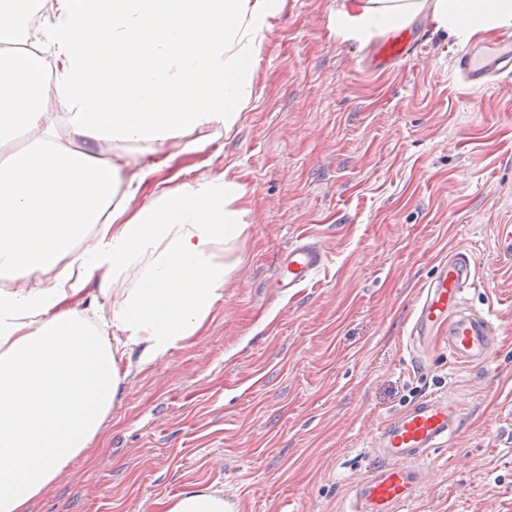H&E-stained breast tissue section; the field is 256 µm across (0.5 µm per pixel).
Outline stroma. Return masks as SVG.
Returning <instances> with one entry per match:
<instances>
[{"mask_svg":"<svg viewBox=\"0 0 512 512\" xmlns=\"http://www.w3.org/2000/svg\"><path fill=\"white\" fill-rule=\"evenodd\" d=\"M362 0H280L249 70L254 96L227 137L175 141L157 180L228 174L247 231L201 335L132 373L92 448L28 512H163L223 489L241 512H341L378 425L425 394L468 404L429 461L412 512H512V77L457 80L459 39L419 17L418 52L369 75L367 45L338 35ZM330 257L316 284L279 296V254L301 233ZM478 274L468 301L505 330L497 357L459 368L405 350L418 290L454 246Z\"/></svg>","mask_w":512,"mask_h":512,"instance_id":"obj_1","label":"stroma"}]
</instances>
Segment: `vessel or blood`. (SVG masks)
<instances>
[{
  "instance_id": "vessel-or-blood-1",
  "label": "vessel or blood",
  "mask_w": 512,
  "mask_h": 512,
  "mask_svg": "<svg viewBox=\"0 0 512 512\" xmlns=\"http://www.w3.org/2000/svg\"><path fill=\"white\" fill-rule=\"evenodd\" d=\"M418 47L416 31L407 23L391 25L362 66L376 72L393 69L411 59ZM453 68L474 89L494 85L512 75V31L501 32L491 43L466 44ZM329 259L326 243L299 236L282 252L274 281L283 295H294L315 282ZM476 283L469 249L455 247L438 263L414 305L407 350L415 363L430 360L435 351L447 352L458 366L488 363L497 354L502 325L491 311L465 304ZM468 413L464 400L450 390L421 397L387 418L375 431L366 453L370 465L350 488L346 512H404L430 481L432 451L452 442Z\"/></svg>"
}]
</instances>
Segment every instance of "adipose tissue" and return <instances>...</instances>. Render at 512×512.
Listing matches in <instances>:
<instances>
[{
  "label": "adipose tissue",
  "instance_id": "obj_1",
  "mask_svg": "<svg viewBox=\"0 0 512 512\" xmlns=\"http://www.w3.org/2000/svg\"><path fill=\"white\" fill-rule=\"evenodd\" d=\"M18 2L0 0V270L19 278L0 289V512H26L94 442L131 368L197 336L223 297L232 267L216 253L247 230L242 186L151 185L136 150L234 130L278 5L47 0L24 34ZM424 11L461 39L512 27V0H365L337 24L366 42ZM117 149L133 177L105 160ZM92 284L109 310L86 306Z\"/></svg>",
  "mask_w": 512,
  "mask_h": 512
}]
</instances>
